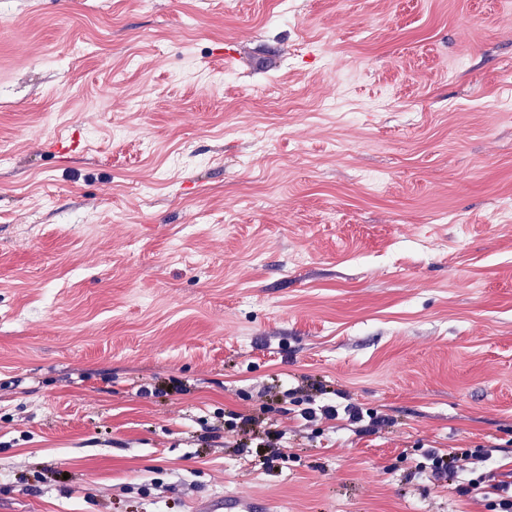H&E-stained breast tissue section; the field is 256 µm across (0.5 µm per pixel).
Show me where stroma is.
Instances as JSON below:
<instances>
[{
  "mask_svg": "<svg viewBox=\"0 0 512 512\" xmlns=\"http://www.w3.org/2000/svg\"><path fill=\"white\" fill-rule=\"evenodd\" d=\"M278 4L0 0V512H486L416 463L512 471V0ZM425 458L429 463L419 462L416 465V469H430L435 477L448 475V478H452L464 471L476 473L479 470V463L489 459V453L472 455L469 453H459L455 450H448V453L447 451L446 453L442 451L432 452Z\"/></svg>",
  "mask_w": 512,
  "mask_h": 512,
  "instance_id": "1",
  "label": "stroma"
}]
</instances>
